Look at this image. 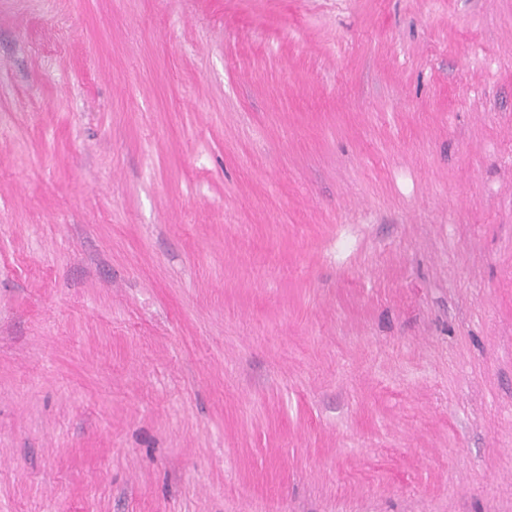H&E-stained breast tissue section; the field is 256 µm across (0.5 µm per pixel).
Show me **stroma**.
Instances as JSON below:
<instances>
[{
	"mask_svg": "<svg viewBox=\"0 0 512 512\" xmlns=\"http://www.w3.org/2000/svg\"><path fill=\"white\" fill-rule=\"evenodd\" d=\"M0 512H512V0H0Z\"/></svg>",
	"mask_w": 512,
	"mask_h": 512,
	"instance_id": "1",
	"label": "stroma"
}]
</instances>
